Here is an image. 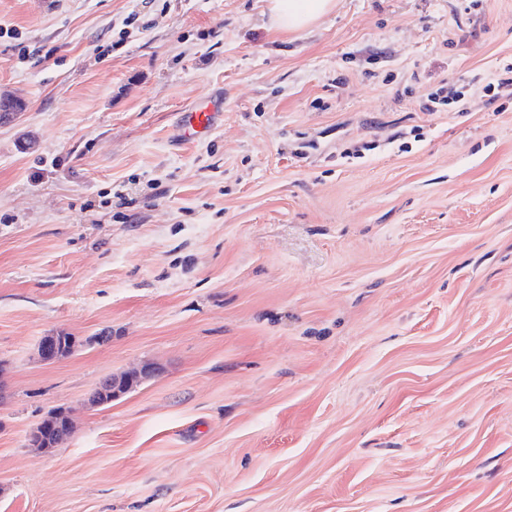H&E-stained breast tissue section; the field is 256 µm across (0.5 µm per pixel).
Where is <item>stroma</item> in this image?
Returning a JSON list of instances; mask_svg holds the SVG:
<instances>
[{"mask_svg": "<svg viewBox=\"0 0 512 512\" xmlns=\"http://www.w3.org/2000/svg\"><path fill=\"white\" fill-rule=\"evenodd\" d=\"M0 28V512H512V0L299 32L268 0H0ZM53 332L82 345L48 365ZM57 407L74 433L29 447ZM224 112V98H212L207 106L185 112L182 120L184 136L195 138L209 134ZM146 369H142L141 371L132 370L129 372H125L120 376H111L106 379L103 383L100 384V387L94 393H91L87 399V403L92 406H102L100 405V398L106 397L107 394L112 396V399L125 393L133 384L134 381L138 379L141 374H145Z\"/></svg>", "mask_w": 512, "mask_h": 512, "instance_id": "stroma-1", "label": "stroma"}]
</instances>
